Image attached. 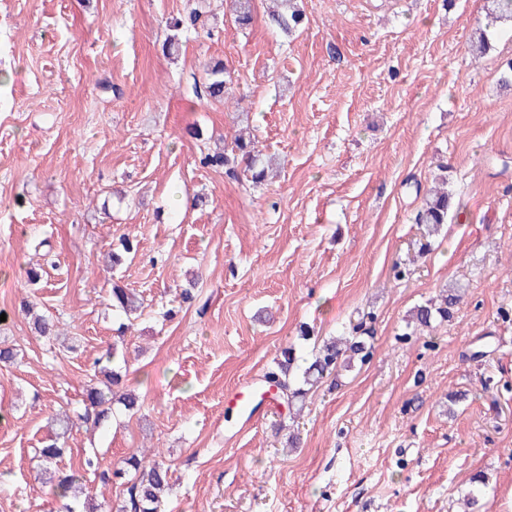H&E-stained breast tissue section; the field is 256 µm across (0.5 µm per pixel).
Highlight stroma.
I'll return each mask as SVG.
<instances>
[{
    "instance_id": "stroma-1",
    "label": "stroma",
    "mask_w": 512,
    "mask_h": 512,
    "mask_svg": "<svg viewBox=\"0 0 512 512\" xmlns=\"http://www.w3.org/2000/svg\"><path fill=\"white\" fill-rule=\"evenodd\" d=\"M196 5L0 0V342L19 353L0 364V512H58L36 450L111 349L143 406L77 425L57 469L158 451L165 512H461L482 471V512H512V27L478 57L486 0H302L291 36L271 0L244 29L207 0L166 55ZM217 60L225 102L206 92ZM242 129L272 180L200 165ZM441 163L456 216L426 240L416 189ZM124 234L137 249L109 267ZM116 283L143 300L134 321ZM452 285L453 319L402 342L410 310ZM369 315L371 359L309 397L297 449L286 406L238 413L282 347L310 354Z\"/></svg>"
}]
</instances>
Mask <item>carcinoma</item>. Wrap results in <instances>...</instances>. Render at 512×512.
<instances>
[{"label":"carcinoma","instance_id":"obj_1","mask_svg":"<svg viewBox=\"0 0 512 512\" xmlns=\"http://www.w3.org/2000/svg\"><path fill=\"white\" fill-rule=\"evenodd\" d=\"M285 9L271 15V22L286 33L298 29L304 21V13L297 7V0H281ZM236 13L235 22L247 26L252 21L250 0H233ZM488 18L493 23H512V0H488ZM227 67L217 62L207 66L211 82L206 86L209 96L221 97L229 90L224 74ZM244 163L245 170L251 172L252 181L264 180L265 170L257 168V159L249 146L239 139L231 152H214L201 156L200 164L204 167L234 170L239 163ZM452 206V195L448 193V167L441 165L433 176V186L423 195L416 223L424 226L425 235L430 237L448 223V211ZM460 288L450 287L437 299H432L415 307L409 331L401 335L402 341H410L417 332L431 327L437 321H447L453 317L454 308L460 303ZM113 307L130 315L140 308L137 295L118 285L112 287ZM367 329L354 331L347 336H338L323 343L312 361L299 373H294L297 362L294 348L287 347L281 352V359L276 362V369L268 374L286 397L292 418L300 415L308 394L320 386L324 379L354 365L370 359L373 354L372 344L364 334ZM105 387L87 389L83 399V410L74 416L64 413L55 419V430L50 443L38 449L42 461L49 463L62 455V441L72 428L80 423L92 422L102 427L112 415V404H121L126 411L134 412L140 407V397L131 390L120 389L122 375L116 370L107 372ZM98 458L90 452L84 457L81 468L69 473H61L50 479L56 497L61 502L60 512H103L102 505L95 503V498L80 481L81 473L95 471ZM121 479L126 484L128 500L122 506V512H164L162 492L169 483V471L163 462L145 455H132L118 461L111 470V476L104 478L107 485L112 480Z\"/></svg>","mask_w":512,"mask_h":512}]
</instances>
